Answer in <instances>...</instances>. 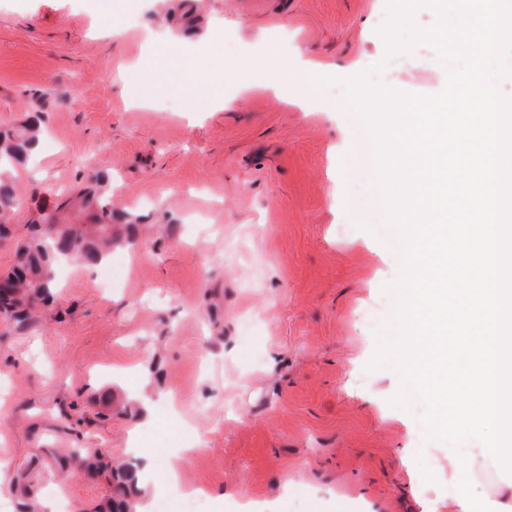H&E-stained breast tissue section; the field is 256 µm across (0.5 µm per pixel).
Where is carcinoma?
<instances>
[{"label":"carcinoma","mask_w":512,"mask_h":512,"mask_svg":"<svg viewBox=\"0 0 512 512\" xmlns=\"http://www.w3.org/2000/svg\"><path fill=\"white\" fill-rule=\"evenodd\" d=\"M40 118L27 117L16 126L0 131V237L7 234L20 204L13 173L37 149ZM100 173L88 178V186L65 200L59 209L84 213L80 223L62 224L58 214H47L30 225L28 238L17 247L12 270L0 277L12 281L11 297L0 298V319L20 326L31 322L37 302H46L55 288L56 265L64 258L86 266L100 264L112 249L131 241L132 224L112 223V207ZM76 468L90 477L103 476L110 486L106 512H136L138 471L126 465L112 466L97 449L70 452L63 470Z\"/></svg>","instance_id":"obj_1"}]
</instances>
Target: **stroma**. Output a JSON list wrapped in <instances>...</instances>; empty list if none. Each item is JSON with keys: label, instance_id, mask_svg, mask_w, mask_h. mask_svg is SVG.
<instances>
[{"label": "stroma", "instance_id": "35a3bbf8", "mask_svg": "<svg viewBox=\"0 0 512 512\" xmlns=\"http://www.w3.org/2000/svg\"><path fill=\"white\" fill-rule=\"evenodd\" d=\"M98 0H0V129L42 115L41 146L15 173L22 203L0 239V272L60 195L108 172L114 214L144 224L136 243L58 274L56 302L25 328L0 322V506L45 449L100 450L138 464L155 502L205 487L200 512L240 499L281 512H469L512 495V474L478 440L457 455L419 430L392 365L370 368L405 274L380 188L352 196L363 123L333 85L384 63L383 85L436 94L448 66L429 45L386 59V0H112L137 15L113 36ZM224 34L223 81L208 111L156 87L143 101L119 64L151 43L195 52ZM312 87L274 76L270 50ZM149 449L143 457L141 449ZM469 499L456 501V464ZM51 512H93L104 482L41 477Z\"/></svg>", "mask_w": 512, "mask_h": 512}]
</instances>
